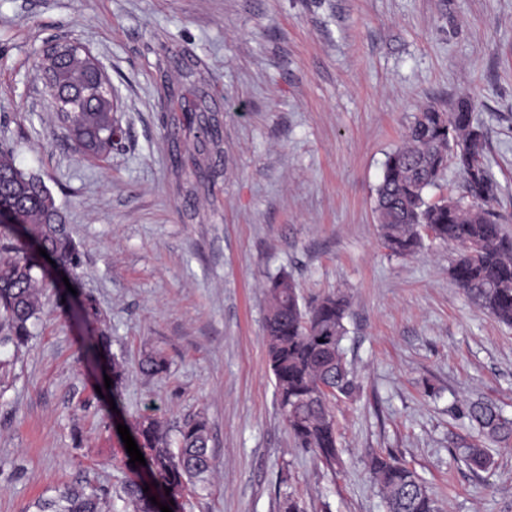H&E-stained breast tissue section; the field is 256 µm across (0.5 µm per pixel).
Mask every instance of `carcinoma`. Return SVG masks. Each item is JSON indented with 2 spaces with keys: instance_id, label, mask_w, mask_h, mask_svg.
Wrapping results in <instances>:
<instances>
[{
  "instance_id": "carcinoma-1",
  "label": "carcinoma",
  "mask_w": 512,
  "mask_h": 512,
  "mask_svg": "<svg viewBox=\"0 0 512 512\" xmlns=\"http://www.w3.org/2000/svg\"><path fill=\"white\" fill-rule=\"evenodd\" d=\"M54 88L67 94L62 102L70 109L60 123L80 147L97 139L94 155L112 151L111 118L98 94L89 66L71 47L53 62ZM484 136L473 112H440L427 108L414 117L406 142L385 162L376 190L375 213L385 246L397 256H408L422 247L421 228L458 248L449 272L456 285L478 308L499 322L512 326V237L494 211L498 184L483 161ZM454 163L463 174L469 205L453 197L437 202L425 198L441 173ZM17 170L12 152L0 146V200L13 206L18 223L0 224V346L18 348L27 343L31 327L42 309L47 288L42 255L26 248L23 238L39 240L46 253L71 270L78 283L80 255L65 221L47 205L45 182L36 175L16 184L9 173ZM265 345L274 376L279 406L297 445L311 450L330 468L342 465L337 448L331 400L349 396L356 389L347 366L343 341L349 308L340 295H328L310 310L299 303L295 283L286 274L268 287ZM92 347L112 360V393L118 394L124 364L111 353L109 337L101 335ZM168 360L159 352L145 355L142 372L159 375ZM471 425L488 437L512 439V418L488 401L468 405ZM135 441L146 465L124 467L134 475L146 470L176 500L195 485L212 466L205 421L187 419L178 426V447L172 449L160 421L142 417L134 427ZM472 468L490 464L486 449L469 444L460 449ZM370 471L384 500L386 512H438L436 501L416 472L388 455H376ZM130 512H161L140 485L132 480L123 488ZM36 512H103L105 498L83 488L68 487L58 496L33 503Z\"/></svg>"
}]
</instances>
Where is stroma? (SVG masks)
<instances>
[{
    "mask_svg": "<svg viewBox=\"0 0 512 512\" xmlns=\"http://www.w3.org/2000/svg\"><path fill=\"white\" fill-rule=\"evenodd\" d=\"M75 39L104 66L123 135L82 156L36 76L37 51ZM204 98L193 127L182 106ZM467 100L512 235V0H0V145L42 177L81 253L21 349L0 348V512H34L67 485L118 494V425L209 429L213 467L178 512H385L369 461L393 453L441 512H512V441L492 464L451 450L463 406L512 414V327L453 283L458 251L384 248L374 211L388 153L417 112ZM302 303L349 302L357 385L332 404L342 465L297 447L263 340L271 277ZM95 312H84L86 301ZM111 338L119 394L89 347ZM170 361L142 373L143 353Z\"/></svg>",
    "mask_w": 512,
    "mask_h": 512,
    "instance_id": "obj_1",
    "label": "stroma"
}]
</instances>
